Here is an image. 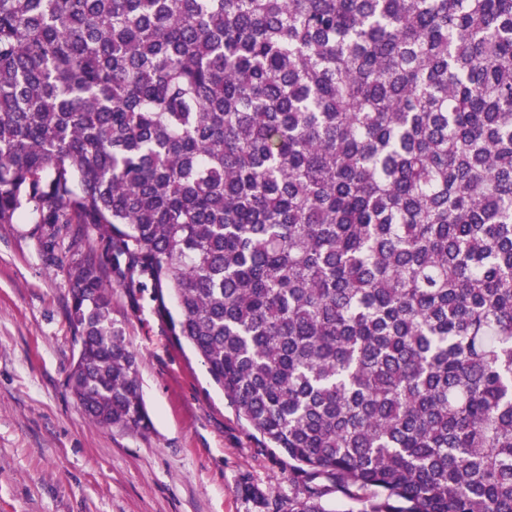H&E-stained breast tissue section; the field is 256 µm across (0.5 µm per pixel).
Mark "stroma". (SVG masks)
Wrapping results in <instances>:
<instances>
[{
	"instance_id": "1",
	"label": "stroma",
	"mask_w": 512,
	"mask_h": 512,
	"mask_svg": "<svg viewBox=\"0 0 512 512\" xmlns=\"http://www.w3.org/2000/svg\"><path fill=\"white\" fill-rule=\"evenodd\" d=\"M68 247L0 224V512H262L288 495V460L258 448L204 364L179 347L149 291L112 286V318L138 356L153 428L98 426L65 386L77 355Z\"/></svg>"
}]
</instances>
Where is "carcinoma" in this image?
<instances>
[{
    "mask_svg": "<svg viewBox=\"0 0 512 512\" xmlns=\"http://www.w3.org/2000/svg\"><path fill=\"white\" fill-rule=\"evenodd\" d=\"M73 224L66 385L152 428V289L302 497L512 512V0H0V224Z\"/></svg>",
    "mask_w": 512,
    "mask_h": 512,
    "instance_id": "carcinoma-1",
    "label": "carcinoma"
}]
</instances>
